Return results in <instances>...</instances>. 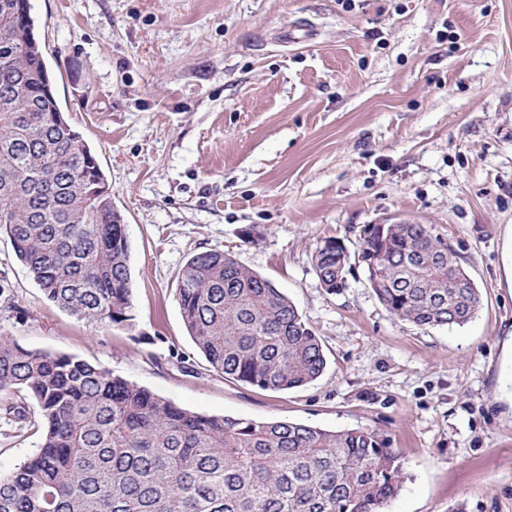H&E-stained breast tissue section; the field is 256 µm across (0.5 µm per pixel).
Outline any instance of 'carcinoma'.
Wrapping results in <instances>:
<instances>
[{
	"mask_svg": "<svg viewBox=\"0 0 512 512\" xmlns=\"http://www.w3.org/2000/svg\"><path fill=\"white\" fill-rule=\"evenodd\" d=\"M95 154L68 122L30 0H0V234L44 296L89 322L129 326L133 282L123 217ZM367 282L394 316L463 326L482 306L458 256L428 224H366ZM349 256L316 249L323 288ZM184 327L224 378L285 392L327 361L295 304L231 253L194 254L178 276ZM38 408L36 454L0 476V512H385L405 463L369 429L210 416L119 375L0 336V392Z\"/></svg>",
	"mask_w": 512,
	"mask_h": 512,
	"instance_id": "carcinoma-1",
	"label": "carcinoma"
}]
</instances>
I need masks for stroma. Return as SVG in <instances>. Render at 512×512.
I'll use <instances>...</instances> for the list:
<instances>
[{"label": "stroma", "mask_w": 512, "mask_h": 512, "mask_svg": "<svg viewBox=\"0 0 512 512\" xmlns=\"http://www.w3.org/2000/svg\"><path fill=\"white\" fill-rule=\"evenodd\" d=\"M69 123L124 217L132 326L46 300L0 235V336L207 415L372 429L406 462L386 512H512V0H31ZM429 224L482 295L471 322L391 315L312 257L364 225ZM233 253L297 306L324 374L225 379L183 325L178 273ZM42 432L0 417V475Z\"/></svg>", "instance_id": "35a3bbf8"}]
</instances>
